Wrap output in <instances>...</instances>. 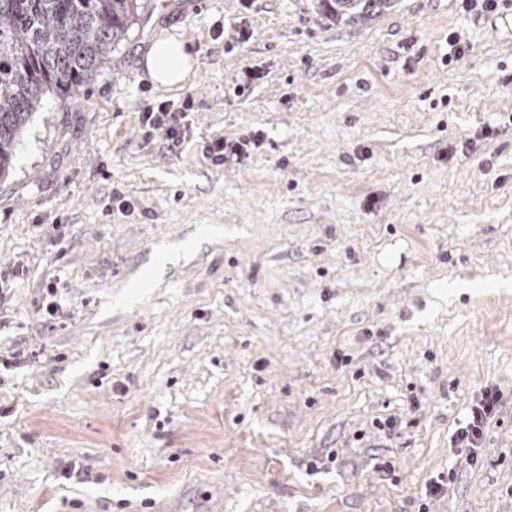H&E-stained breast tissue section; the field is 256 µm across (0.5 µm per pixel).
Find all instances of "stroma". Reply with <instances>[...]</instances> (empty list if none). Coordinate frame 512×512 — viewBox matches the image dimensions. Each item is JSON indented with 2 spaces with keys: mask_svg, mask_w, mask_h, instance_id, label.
Wrapping results in <instances>:
<instances>
[{
  "mask_svg": "<svg viewBox=\"0 0 512 512\" xmlns=\"http://www.w3.org/2000/svg\"><path fill=\"white\" fill-rule=\"evenodd\" d=\"M511 14L149 0L46 95L0 176V512H418L447 471L429 512H512ZM161 37L197 54L182 88L142 70ZM187 102L181 147L144 134ZM254 130L243 165L202 154ZM489 384L471 465L449 441ZM318 8L337 25L351 26L380 15L394 6L393 0H319Z\"/></svg>",
  "mask_w": 512,
  "mask_h": 512,
  "instance_id": "obj_1",
  "label": "stroma"
}]
</instances>
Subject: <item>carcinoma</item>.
Segmentation results:
<instances>
[{
    "label": "carcinoma",
    "instance_id": "1",
    "mask_svg": "<svg viewBox=\"0 0 512 512\" xmlns=\"http://www.w3.org/2000/svg\"><path fill=\"white\" fill-rule=\"evenodd\" d=\"M146 0H0V175L47 92L78 99ZM394 0H318L338 25L380 15Z\"/></svg>",
    "mask_w": 512,
    "mask_h": 512
}]
</instances>
